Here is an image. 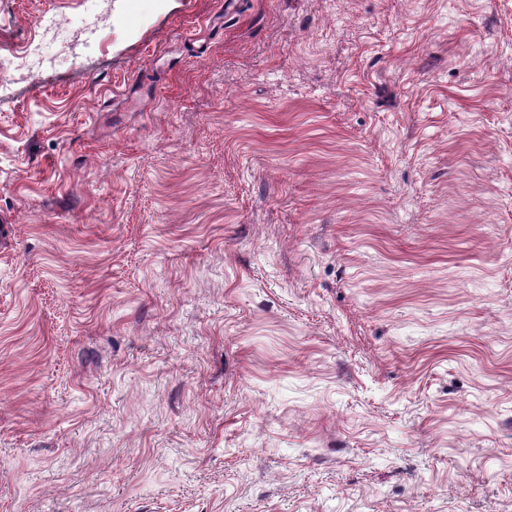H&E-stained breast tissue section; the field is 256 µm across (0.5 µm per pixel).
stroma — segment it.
I'll return each mask as SVG.
<instances>
[{
  "label": "stroma",
  "mask_w": 512,
  "mask_h": 512,
  "mask_svg": "<svg viewBox=\"0 0 512 512\" xmlns=\"http://www.w3.org/2000/svg\"><path fill=\"white\" fill-rule=\"evenodd\" d=\"M87 8L0 0V512H512V0Z\"/></svg>",
  "instance_id": "1"
}]
</instances>
